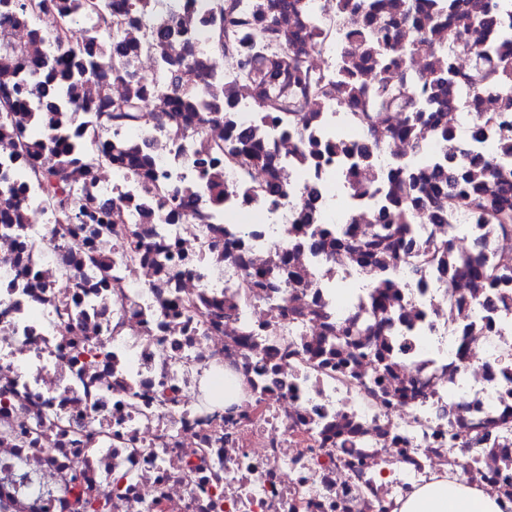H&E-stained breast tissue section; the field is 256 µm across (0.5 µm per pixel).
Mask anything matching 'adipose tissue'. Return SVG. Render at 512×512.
<instances>
[{"label": "adipose tissue", "instance_id": "1", "mask_svg": "<svg viewBox=\"0 0 512 512\" xmlns=\"http://www.w3.org/2000/svg\"><path fill=\"white\" fill-rule=\"evenodd\" d=\"M396 512H501V507L482 486L446 474L413 490Z\"/></svg>", "mask_w": 512, "mask_h": 512}]
</instances>
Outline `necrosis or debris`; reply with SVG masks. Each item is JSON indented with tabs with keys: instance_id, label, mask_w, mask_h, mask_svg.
<instances>
[{
	"instance_id": "obj_1",
	"label": "necrosis or debris",
	"mask_w": 512,
	"mask_h": 512,
	"mask_svg": "<svg viewBox=\"0 0 512 512\" xmlns=\"http://www.w3.org/2000/svg\"><path fill=\"white\" fill-rule=\"evenodd\" d=\"M178 2L181 32L162 50L195 43L187 85L221 77L209 117L148 112L113 127V143L151 154L157 192L119 160L70 168L124 229L62 222L28 176L57 155L21 152L27 123L0 128L16 196L0 202V512H394L442 473L512 512V280L448 273L452 253L512 258V229L455 203L436 221L416 211L417 248L397 255L388 238L380 263L365 262L361 238L393 186L351 158L368 141L394 160L439 156L450 128L484 161L490 141L512 138V111L493 96L442 102L402 135L403 113L378 118L348 94L343 52L361 25L329 26L337 0L285 12L238 0V42L219 58L198 0ZM271 13V40L328 85L295 123L256 116L263 87L242 74ZM57 17L51 2L0 40L50 53ZM476 113L495 119L478 141ZM244 132L272 165L232 162ZM272 269L273 287L251 277Z\"/></svg>"
}]
</instances>
